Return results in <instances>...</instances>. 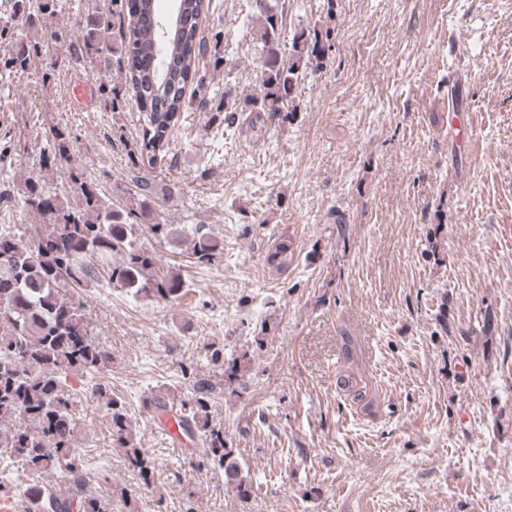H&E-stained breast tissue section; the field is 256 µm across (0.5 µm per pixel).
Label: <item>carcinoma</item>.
<instances>
[{
  "label": "carcinoma",
  "instance_id": "obj_1",
  "mask_svg": "<svg viewBox=\"0 0 512 512\" xmlns=\"http://www.w3.org/2000/svg\"><path fill=\"white\" fill-rule=\"evenodd\" d=\"M138 2L133 18L112 0L114 8L95 4L73 21L58 11L56 0H38L36 14L29 11V0H15L13 13L0 15V81L23 79L41 51L25 30L16 29L15 18L24 19L30 28L40 14L54 20L65 43L59 65L92 75L114 70L120 74V80L100 84L99 106L118 115L124 96L134 97L140 134L133 154L151 162L168 148L186 113L205 111L211 102L207 72L199 67L208 46L199 38L198 24L212 0H177L170 18H157L161 27L154 40L140 25L141 14L154 0ZM258 8L265 78L256 94L260 110L246 118L254 131L270 117L298 110L296 88L303 66L312 59L322 63L332 41L328 25L303 29L294 33L284 61L277 54L283 12L270 0H260ZM153 43L164 63L145 70L139 55ZM190 83L200 96L187 95ZM40 129L44 147L38 170L18 180L0 179V200L44 220L34 236L19 224H0V457L19 458L34 473L81 472L79 396L67 376L72 371L99 372L110 363V354L75 295L105 286L137 302H175L185 284L177 271L154 273L160 255L143 238L148 235L205 265L221 258L224 240L208 224L140 223L152 214V186L146 180H137L124 209H112L98 179L73 160L72 129L52 123L45 111ZM293 257L292 238L284 235L268 256L270 270L288 269ZM209 364L204 374L183 369V391L154 389L143 405L158 418L173 417L186 436L200 441L198 463L223 471L224 484L244 496L248 487L242 465L235 450L226 446L224 430L210 420L215 394L224 392L225 382L235 377L238 359L224 362L219 347L211 352ZM92 393L110 411L112 447L123 449L132 467L148 480L152 462L134 442L124 403L102 384L93 386ZM31 500L33 512H112L107 500L86 494L81 486L65 497L39 486Z\"/></svg>",
  "mask_w": 512,
  "mask_h": 512
}]
</instances>
